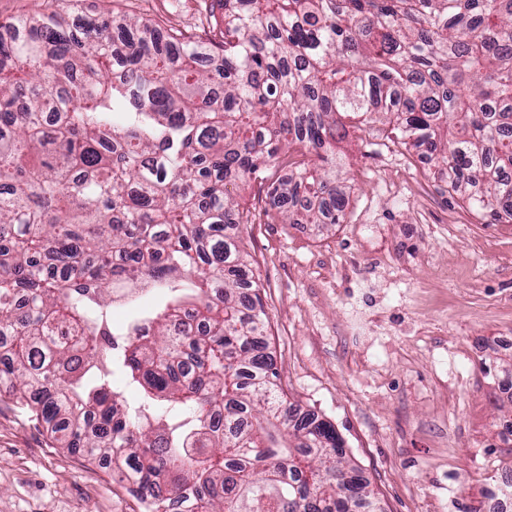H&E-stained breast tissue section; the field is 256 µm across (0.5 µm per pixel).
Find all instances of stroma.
Segmentation results:
<instances>
[{"instance_id":"stroma-1","label":"stroma","mask_w":512,"mask_h":512,"mask_svg":"<svg viewBox=\"0 0 512 512\" xmlns=\"http://www.w3.org/2000/svg\"><path fill=\"white\" fill-rule=\"evenodd\" d=\"M217 0H70L106 20L178 19L216 39ZM343 223L272 224L260 181L240 187L243 237L279 383L331 422L385 512H476L512 466V221L450 195L433 163L377 131L348 136ZM0 512H144L111 467L51 442L0 396Z\"/></svg>"}]
</instances>
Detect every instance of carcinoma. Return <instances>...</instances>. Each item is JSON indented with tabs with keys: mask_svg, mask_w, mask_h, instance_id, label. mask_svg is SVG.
<instances>
[{
	"mask_svg": "<svg viewBox=\"0 0 512 512\" xmlns=\"http://www.w3.org/2000/svg\"><path fill=\"white\" fill-rule=\"evenodd\" d=\"M221 5L218 43L123 21L117 73L105 20L47 2L6 24L0 385L58 445L133 471L146 512H369L335 428L276 382L234 190L273 168L268 218L338 224L344 120L385 122L512 220V0Z\"/></svg>",
	"mask_w": 512,
	"mask_h": 512,
	"instance_id": "obj_1",
	"label": "carcinoma"
}]
</instances>
